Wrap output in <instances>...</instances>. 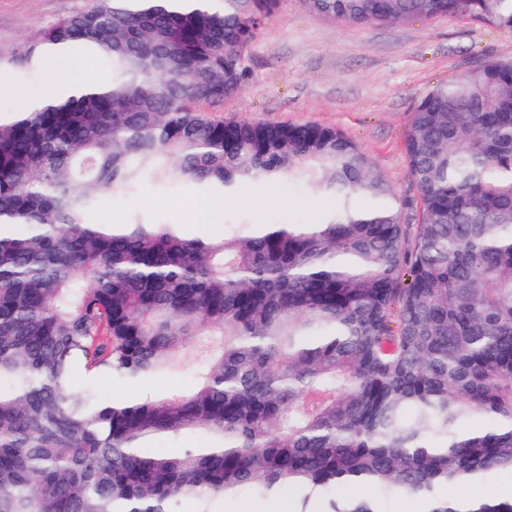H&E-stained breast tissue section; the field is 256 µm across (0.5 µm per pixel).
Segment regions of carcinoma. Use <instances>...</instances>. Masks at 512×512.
<instances>
[{
  "instance_id": "obj_1",
  "label": "carcinoma",
  "mask_w": 512,
  "mask_h": 512,
  "mask_svg": "<svg viewBox=\"0 0 512 512\" xmlns=\"http://www.w3.org/2000/svg\"><path fill=\"white\" fill-rule=\"evenodd\" d=\"M352 25L512 29V0H303ZM277 0H94L23 57L82 43L112 82L0 121V512H215L288 488L293 512H512L441 499L512 471V58L438 83L404 138L420 205L342 131L211 115ZM237 195L300 183L320 224L220 239L90 214L145 178ZM189 394L101 400L102 376L185 369ZM197 435L179 453L148 442ZM350 489L336 496V487ZM369 496L377 502L379 510L383 512H405L406 510H412L409 505H418L414 511L409 512H420L418 510H426L427 504L419 500H407L406 498L398 495L381 496L375 489H371L368 492Z\"/></svg>"
}]
</instances>
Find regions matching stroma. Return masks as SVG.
<instances>
[{
    "label": "stroma",
    "instance_id": "35a3bbf8",
    "mask_svg": "<svg viewBox=\"0 0 512 512\" xmlns=\"http://www.w3.org/2000/svg\"><path fill=\"white\" fill-rule=\"evenodd\" d=\"M92 0H0V116L10 117L39 101L57 74L89 68L100 82L111 78L95 57L47 62L37 76L21 64L25 49L52 24L88 9ZM251 76L218 110L224 120L317 123L343 131L386 174L403 218L419 195L407 167L403 142L416 100L440 82L490 59L512 58V30L460 18L414 20L355 27L308 12L301 0H278L274 13L246 48ZM192 188H167L144 180L132 195L104 198L94 219H127L137 212L192 234L219 238L231 224L317 223L330 209L309 190L283 184L256 186L225 198L221 220L198 224L189 208ZM193 372L161 374L144 383L102 381L106 398L144 392L186 391Z\"/></svg>",
    "mask_w": 512,
    "mask_h": 512
}]
</instances>
